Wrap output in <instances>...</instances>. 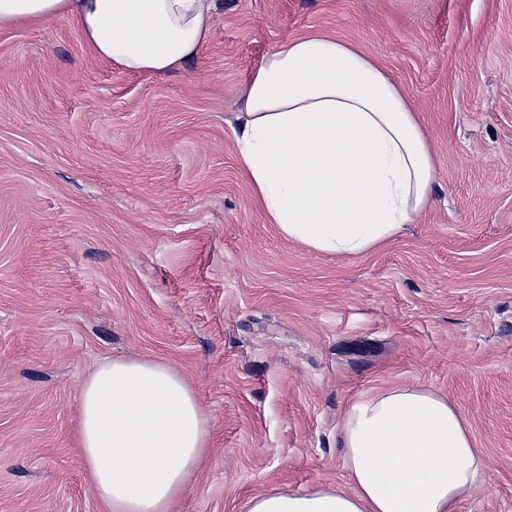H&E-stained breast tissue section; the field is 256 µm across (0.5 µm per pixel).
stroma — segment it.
<instances>
[{"instance_id":"stroma-1","label":"stroma","mask_w":512,"mask_h":512,"mask_svg":"<svg viewBox=\"0 0 512 512\" xmlns=\"http://www.w3.org/2000/svg\"><path fill=\"white\" fill-rule=\"evenodd\" d=\"M356 43L431 141L428 204L320 254L266 223L234 130L285 39ZM112 357L181 371L213 446L175 512L346 486L348 407L425 387L488 460L459 512H512V0H218L178 71L127 73L54 19L0 30V512H107L77 445Z\"/></svg>"}]
</instances>
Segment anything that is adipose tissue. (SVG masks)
<instances>
[{
  "label": "adipose tissue",
  "mask_w": 512,
  "mask_h": 512,
  "mask_svg": "<svg viewBox=\"0 0 512 512\" xmlns=\"http://www.w3.org/2000/svg\"><path fill=\"white\" fill-rule=\"evenodd\" d=\"M217 0H0V29L64 19L93 55L131 73L181 69L207 44ZM267 223L324 254L358 255L399 234L434 183L427 133L405 90L355 44L323 32L280 43L253 71L234 131ZM78 445L109 512H174L211 446L189 380L116 358L79 394ZM349 489L272 490L246 512H457L487 463L448 398L391 388L347 410Z\"/></svg>",
  "instance_id": "ef3b65f1"
}]
</instances>
